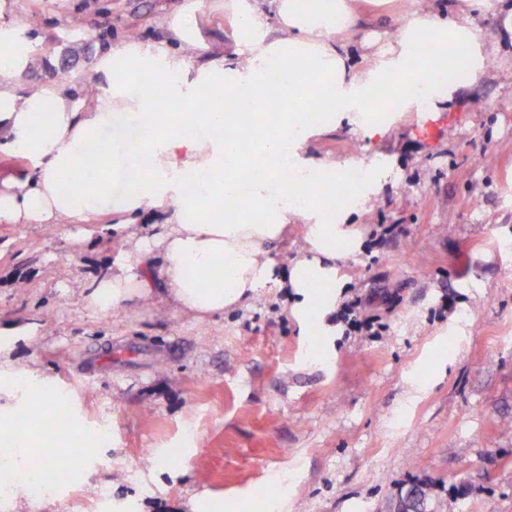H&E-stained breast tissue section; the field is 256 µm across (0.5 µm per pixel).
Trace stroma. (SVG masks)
<instances>
[{"mask_svg":"<svg viewBox=\"0 0 512 512\" xmlns=\"http://www.w3.org/2000/svg\"><path fill=\"white\" fill-rule=\"evenodd\" d=\"M14 2L40 58L20 78L29 89L79 81L128 38L165 39L186 0ZM411 3L379 14L353 0L358 65L377 61ZM197 22L201 40L233 49L215 0ZM306 153L375 155L389 171L346 227L356 246L315 340L276 288L206 320L152 306L102 317L81 294L128 244L94 224H0V324L35 329L19 365L110 434L25 512H188L201 493L222 512H395L416 480L435 512H512V55L491 56L432 117L397 114L373 143L346 126ZM382 224L394 233L379 236ZM364 319L372 331L358 330ZM174 448L180 464H157Z\"/></svg>","mask_w":512,"mask_h":512,"instance_id":"stroma-1","label":"stroma"}]
</instances>
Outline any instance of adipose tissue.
I'll use <instances>...</instances> for the list:
<instances>
[{"label": "adipose tissue", "mask_w": 512, "mask_h": 512, "mask_svg": "<svg viewBox=\"0 0 512 512\" xmlns=\"http://www.w3.org/2000/svg\"><path fill=\"white\" fill-rule=\"evenodd\" d=\"M246 52L196 64L197 0L165 20L160 43L121 42L103 52L87 76L93 92L75 100L67 81L20 90L35 55L25 19L5 20L0 0V153L33 161L24 178H0V224H100L113 218L124 237L151 223L136 251L98 276L85 306L108 316L137 306H169L199 319L223 315L271 288H292L303 323L321 319L336 299L346 240L330 214L326 186L343 169L327 157L304 158L314 137L349 126L374 141L389 129L383 102L400 111L446 107L462 84L449 80L457 57L477 81L486 59L512 47V4L500 9V38L488 43L477 14L485 0L451 10L410 12L370 68L355 64L344 41L359 25L350 0H227ZM279 94L274 125L259 117ZM223 93L224 109L206 104ZM184 104L181 112L166 111ZM293 170L281 178L273 162ZM307 227L308 248L279 273L272 254L289 225ZM27 327L0 326V464L20 476L13 493L29 502L25 464L43 455L32 408L47 403L45 378L18 366L12 352Z\"/></svg>", "instance_id": "1"}]
</instances>
